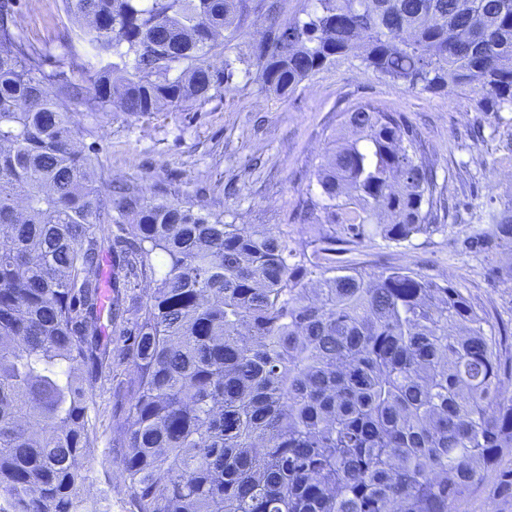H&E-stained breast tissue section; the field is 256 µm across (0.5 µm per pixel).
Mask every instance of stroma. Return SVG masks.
<instances>
[{
  "mask_svg": "<svg viewBox=\"0 0 512 512\" xmlns=\"http://www.w3.org/2000/svg\"><path fill=\"white\" fill-rule=\"evenodd\" d=\"M19 24L50 57L66 53L74 29L62 0H18ZM270 24L252 10L224 34L225 56H250ZM360 102L404 115L425 141L448 205L436 224L404 241L386 237L379 225L336 246L337 265L378 271L403 268L449 281L487 316L495 334L512 344V240L497 237L490 214L512 216V112L479 108L471 89L417 93L366 71L349 59L323 68L282 98L248 77L236 78L204 102L179 111L135 116L120 110L92 113L87 101L73 107L78 125L92 128L104 174L138 184L150 196L161 190L175 200L220 212L228 224H263L287 231L294 247L312 250L324 228L302 203L318 191L315 172L337 138L350 136L342 114ZM132 374L129 360L113 352L112 368L89 388L98 412L95 452L83 462L91 498L105 512H130L121 461L111 446L126 406L118 384ZM512 448L460 512H512Z\"/></svg>",
  "mask_w": 512,
  "mask_h": 512,
  "instance_id": "1",
  "label": "stroma"
}]
</instances>
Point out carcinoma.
<instances>
[{"label":"carcinoma","mask_w":512,"mask_h":512,"mask_svg":"<svg viewBox=\"0 0 512 512\" xmlns=\"http://www.w3.org/2000/svg\"><path fill=\"white\" fill-rule=\"evenodd\" d=\"M275 22L248 68L213 67L251 0H62L85 55L47 69L0 0V512H98L86 386L112 359L133 377L118 448L131 512H458L512 448V350L460 289L401 268H336L288 235L148 197L95 174L78 87L99 112L204 101L239 74L287 96L356 58L412 91L470 88L512 111V0H309ZM56 88V93L49 92ZM357 138L319 164L318 223L406 240L442 193L419 133L360 103ZM113 224L127 284L103 302Z\"/></svg>","instance_id":"1"}]
</instances>
